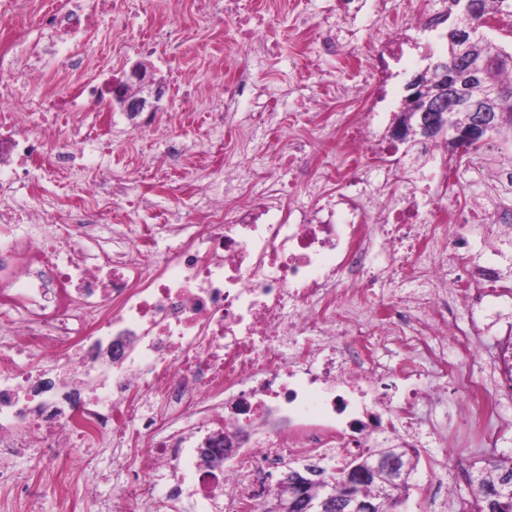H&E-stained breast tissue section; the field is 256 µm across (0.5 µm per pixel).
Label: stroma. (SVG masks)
<instances>
[{
	"label": "stroma",
	"instance_id": "1",
	"mask_svg": "<svg viewBox=\"0 0 512 512\" xmlns=\"http://www.w3.org/2000/svg\"><path fill=\"white\" fill-rule=\"evenodd\" d=\"M143 2V8L127 18L118 9L102 14L98 26L75 45L84 60L81 69L61 68L49 56L41 66L40 80L17 77L13 89L16 97L24 100H36L49 93L62 95L86 80L127 74L133 64L142 61L165 88L157 110L151 114L150 127L134 129L124 121L105 129L98 140L82 143L79 161L101 159L106 163L105 169H92L70 178L31 171L28 184L18 189L17 205L28 209L43 207L65 219L74 207L98 206V199L87 193L90 186L97 184L104 192L117 194L115 209L105 210L102 215L104 223L160 224L167 220L183 224L188 220L189 191L181 176L201 166L214 169L217 159L207 151L209 106L185 97L183 89L189 81L207 86L220 79L231 80L243 50L232 26L212 24L195 17L189 0H180L176 6L168 4L167 0ZM280 2V8L268 16L266 26L259 32L263 39L276 36L280 52L272 62L254 64L253 85L241 96L236 112L232 113L233 128L224 133L223 142L225 155L231 157L242 172L266 169L281 193L293 198L300 190L291 186L287 169L280 167L272 155H262L255 150L249 136L252 119L274 107L278 110L281 128L293 127L294 103L292 99L282 98L278 88L282 77L296 80L298 95L319 98L328 105L335 100L337 83L350 82L351 77L344 62L324 65L313 54L302 53L301 37L291 25L294 2ZM162 25L182 40L181 50L162 46L154 56L141 58L134 49L135 43ZM167 129L176 131L186 146L185 155L176 167L170 166L165 156L163 132ZM491 154L501 161L512 162V143L496 134L480 151L464 158V176L459 190L471 201L483 200L489 192L478 172ZM448 360L464 364L475 383L489 387L497 413L512 420V387L492 385L493 369L486 359H463L461 351L452 346L448 349ZM68 454L65 448L52 454L33 448L15 459L12 468L17 481L38 489V499L36 503H28L17 496L12 485L0 482V512H58L59 493L63 490L78 501L79 512H101V505L112 496L113 487L99 471L87 468L70 472L62 490L49 478L47 463L59 462ZM418 455V468L411 476L410 489L403 495L398 512H425L433 469L440 459L446 462L447 483L453 489L452 504L458 510L471 501L473 479L477 474L488 469L491 462L512 457V430H502L495 442L452 440L447 450L422 448Z\"/></svg>",
	"mask_w": 512,
	"mask_h": 512
}]
</instances>
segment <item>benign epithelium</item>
<instances>
[{
    "label": "benign epithelium",
    "mask_w": 512,
    "mask_h": 512,
    "mask_svg": "<svg viewBox=\"0 0 512 512\" xmlns=\"http://www.w3.org/2000/svg\"><path fill=\"white\" fill-rule=\"evenodd\" d=\"M460 15L455 27L449 31L452 42L460 48L459 55L469 57V61L452 70L441 65L442 76L436 89V96L442 107V113L434 116L428 123L419 125L420 132L427 138L442 137L448 139L452 151L464 156L476 151L498 128V113L494 104L503 99V93L489 89L481 101L461 99L464 84L480 77V66L474 62V55L468 52L473 41L474 26L471 18L479 13L476 0H458L456 2ZM137 94L127 98L122 93L116 94V102L126 112H143L153 109L152 102L159 101L163 94L162 85L157 82L147 67L134 64L130 71ZM426 83L425 74L415 75L408 84L409 94L404 101L405 111L400 113L391 133L400 141L409 139L415 133L413 118L417 104L418 92ZM459 110L470 112V120L464 126L453 122L452 116ZM410 472L408 453L404 448H380L375 453L371 466L362 469L356 465L348 466L344 471L345 481L349 485L364 483H381L393 485L401 482ZM331 477L321 467H306L304 470L286 469L277 479V484L287 486L291 495L265 504V512H376L375 506L354 496L336 498V492L328 490L315 498L312 491L318 487L329 486Z\"/></svg>",
    "instance_id": "benign-epithelium-1"
}]
</instances>
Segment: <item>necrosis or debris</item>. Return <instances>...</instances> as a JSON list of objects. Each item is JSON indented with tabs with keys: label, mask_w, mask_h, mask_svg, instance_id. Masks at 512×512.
Segmentation results:
<instances>
[{
	"label": "necrosis or debris",
	"mask_w": 512,
	"mask_h": 512,
	"mask_svg": "<svg viewBox=\"0 0 512 512\" xmlns=\"http://www.w3.org/2000/svg\"><path fill=\"white\" fill-rule=\"evenodd\" d=\"M111 2L48 0L26 75L38 77L47 54L80 67L73 45ZM193 6L233 22L256 58L276 55L274 44L256 43L266 16L247 0ZM337 12L340 38L307 7L293 26L313 34L310 50L323 61L357 58L356 84L338 90L349 108L327 125L308 101L306 139L265 122L310 204L279 205L262 176L242 190L228 165L223 193L201 190L195 223L163 243L154 224L102 237L88 219L72 227L44 209L8 206L6 192L33 165L69 172L72 143L47 139L56 114L82 113L83 141L96 140L115 84L89 80L33 104L14 97L10 61L0 58V450L62 446L74 469L87 465L76 446L109 451L112 512H240L262 496L258 472L294 452L330 461L420 436L418 406L442 397L429 377L454 375L464 425L493 420L488 389L449 367L448 348L484 353L489 325H459L453 309L491 297L512 210L449 198L456 171L442 142L417 139L408 154L374 138L409 33L395 28L393 0H337ZM312 138L333 142L331 155L311 160ZM474 228L484 252L469 246ZM392 343L406 353L395 364ZM242 404L287 423V435L231 458L202 447L199 436L238 428Z\"/></svg>",
	"instance_id": "obj_1"
}]
</instances>
